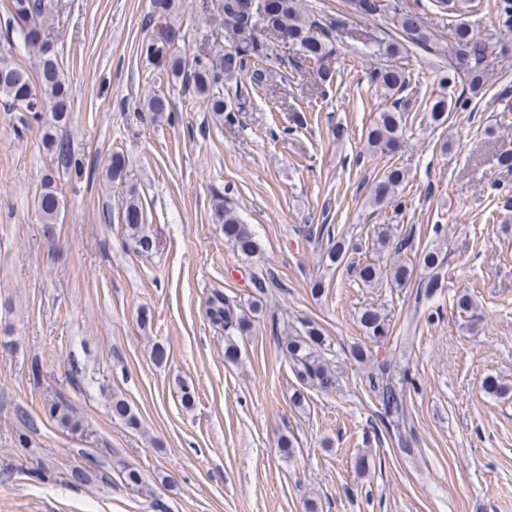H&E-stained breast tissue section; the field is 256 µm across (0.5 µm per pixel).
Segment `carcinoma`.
Returning a JSON list of instances; mask_svg holds the SVG:
<instances>
[{
  "instance_id": "carcinoma-1",
  "label": "carcinoma",
  "mask_w": 512,
  "mask_h": 512,
  "mask_svg": "<svg viewBox=\"0 0 512 512\" xmlns=\"http://www.w3.org/2000/svg\"><path fill=\"white\" fill-rule=\"evenodd\" d=\"M351 10L358 15H375L384 7V0H348ZM438 7L450 15H459L472 7L473 0H436ZM498 24L512 28V0H490L488 3ZM54 0H10L12 18L21 22L19 35L37 54V70L32 74L22 66H13L10 74H0V99L12 109H21L31 115L41 127V141L50 153L55 174L75 172L82 168L83 160L73 149L70 139L60 131L71 121V100L69 85L54 49V45L42 39V29L52 16ZM217 10L224 26L231 28L235 35L234 48H218L203 58L188 57L177 48L169 57L168 69L174 80H184L193 85L195 92L205 97L208 109L215 119L233 124L237 114L244 110L237 95L224 91V82L232 81L243 73H250V80L260 85L269 74L262 65L273 57L277 44L259 38L256 30L272 31L283 37L293 50L300 64L309 65L324 83L333 81V72L327 61L337 52L334 33L343 25L340 18L317 12L309 8L305 0H265L262 13L248 23L243 13V0H218ZM396 27L406 36L408 42L422 49L441 53L443 48L422 25L418 13L402 11L393 7ZM448 57L460 60L466 77L468 93L451 96L442 90L427 101L430 123L440 126L452 111L466 110L484 89L487 72L486 45L464 24L456 25L450 33ZM403 43L380 40L375 43L372 53L394 59L402 53ZM371 82L385 90L391 97L390 104L377 111L367 128L363 153L377 163L397 151L405 135L406 102L399 94L408 86L406 71L395 65H386L374 70ZM141 110L155 116L171 111L169 99L163 94L146 96ZM109 181H121L128 175L127 161L122 153H114L104 167ZM406 180L405 171L389 166L383 176L371 188L369 204L376 207H392L399 210L404 205L400 187ZM61 207V198L55 185L54 174L45 178L43 190L38 199L41 223H54ZM121 221L126 226L134 249L148 252L154 240L145 231L144 209L138 194L131 190L121 205ZM218 223L224 225V237L242 254L250 256L259 250V243L249 225L243 223L236 211L218 199L215 206ZM376 242L381 249H392L401 253L413 249L411 239L393 234L389 224H381L375 230ZM349 246L344 237L327 234L323 257L329 266L339 268L348 260ZM421 275L412 279L413 269L395 261L382 265L378 262L358 264V278L366 285L387 284L391 288H405L413 284L416 288L414 312L407 317L402 335L397 337L396 346L407 350L414 341V326L418 325L421 309L428 303L445 282V257L440 249L433 247L420 252L417 259ZM206 314L209 321L224 331V358L233 361L238 355L235 335L250 329L251 321L239 312L237 305L224 297L221 291H214L207 300ZM367 332L377 339H384L389 333V316L382 310L367 307L360 316ZM271 335L282 355L291 361L296 379L304 388L317 389L324 393L333 392L338 386L336 370L323 357L325 338L322 330L315 325L304 327L303 332L281 333L279 323L271 321ZM369 385L377 394L381 405L379 417L388 429L398 433V440L404 447L415 438L413 425L406 418L407 384L413 383L409 370L396 369L387 359L379 362L368 374ZM49 415L58 425L78 430L81 423L71 414V405L62 393L55 394L49 405ZM112 416L123 420L129 427L138 428L140 420L124 399L112 397ZM117 472L124 482L138 490L143 489L140 474L124 462L117 464Z\"/></svg>"
}]
</instances>
